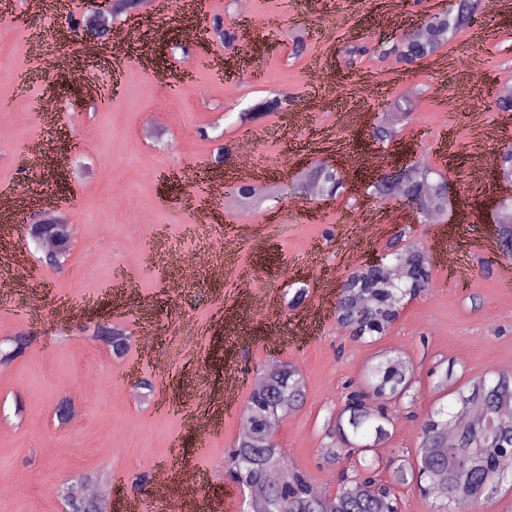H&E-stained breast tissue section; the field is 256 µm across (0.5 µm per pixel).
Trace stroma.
I'll return each mask as SVG.
<instances>
[{"label":"stroma","instance_id":"obj_1","mask_svg":"<svg viewBox=\"0 0 512 512\" xmlns=\"http://www.w3.org/2000/svg\"><path fill=\"white\" fill-rule=\"evenodd\" d=\"M394 2L401 28L386 27L381 13ZM455 0H251L249 13L274 18L276 34L246 27L236 0H156L151 10L121 13L131 29L128 58L113 70L88 33L90 0H49L47 10L21 27L12 20L24 0L0 7V192L20 200L0 220L10 251L21 256L20 290L0 288V327L22 323L31 343L0 367V512H65L56 486L95 470L112 474V512L132 503L138 512H178L176 501L138 485L161 445L178 442L187 461L210 472L204 488L210 512H246L249 491L225 471V460L244 422L253 382L270 360L294 364L306 384L303 405L284 419L275 443L290 468L311 485L335 494L340 463L324 449V424L345 393L364 380L380 355L414 368L413 398L390 406L391 435L376 449L382 481L422 441L421 422L471 380L512 375V258L498 241L499 215L487 202L512 197V184L493 171H476L477 152L512 146V107L488 97L493 81L512 82V0L480 11L437 57L413 66L379 57L381 41L404 36L436 8ZM214 14L246 28L235 48L213 46L227 59L232 81L186 52L181 27ZM304 49L293 55L294 35ZM59 65L41 69L44 50ZM86 64L95 85L116 84L105 106L79 98L72 60ZM52 95L58 123L39 118L38 103ZM281 109L243 123L238 116L273 99ZM398 103L407 114L400 135L417 162L448 180L452 201L436 224L406 220L397 196L382 199L370 186L376 169L351 167L353 194L336 198L282 196L278 211L250 206V226L235 223L242 204L211 194L221 170L220 143L250 138L252 164L268 189L287 174L307 181V169L349 155H398L399 144L369 140L357 113ZM47 139L64 167L56 171L22 154ZM76 227L61 268L42 265L25 225L40 204ZM423 245L433 264L429 290L408 303L390 332L373 343L349 338L336 323V295L357 266L390 253L395 234ZM229 251L221 273L183 266L217 245ZM464 258L461 276H449L441 253ZM249 271L256 287L240 290ZM307 298L290 306L296 288ZM281 310L254 322L251 336L238 328L254 304ZM69 306L71 324L56 321ZM111 311L130 336L153 330L156 356L137 349L114 357L82 329ZM455 376L440 385L439 374ZM239 379L236 405L222 409L218 426L204 433L188 416L200 394H218L226 371ZM155 383L153 397L133 402L141 378ZM172 407L159 405V396ZM62 398L81 408L72 423L59 422Z\"/></svg>","mask_w":512,"mask_h":512}]
</instances>
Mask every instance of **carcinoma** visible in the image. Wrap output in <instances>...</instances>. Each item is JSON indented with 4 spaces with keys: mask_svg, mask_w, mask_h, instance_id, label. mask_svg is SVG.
Segmentation results:
<instances>
[{
    "mask_svg": "<svg viewBox=\"0 0 512 512\" xmlns=\"http://www.w3.org/2000/svg\"><path fill=\"white\" fill-rule=\"evenodd\" d=\"M472 9L467 0L456 10H446L439 25L394 42L385 53L394 55L395 62L401 64H414L430 56L452 41ZM432 174L429 167H421L417 175L401 183L403 193L419 195L425 219L448 212L445 179L434 180ZM313 177L325 193L339 189L342 181L339 172L322 167L314 171ZM425 264L424 252L412 247L398 261L399 279L393 280L376 268L347 283L338 315L358 321L361 334L356 339L373 338L379 335L378 325L392 324L412 287L421 292L430 288ZM263 380V388L252 390L244 413L249 436L239 440L228 455L229 471L241 485L264 489V497L250 505L251 512H399L392 490L386 485L370 490L365 482L375 484L377 479L369 476L359 480L355 468L342 471L334 496L312 494L307 477L288 468L277 446H264L270 423L302 405L304 380L286 363L268 369ZM413 384V369L406 364L396 368L386 359L373 365L365 386L349 391L343 409L327 423L331 455L347 446L363 456L373 451L390 435L392 421L369 408L367 400L376 396L387 406L399 390L411 389ZM456 402L460 404L458 412L440 407L423 419V441L415 460L398 465L393 472L394 483L416 486L424 496L439 502L443 512H465L497 492L501 457L493 449L512 443V420L503 416L504 410L512 406V376L502 374L492 381H475L457 392Z\"/></svg>",
    "mask_w": 512,
    "mask_h": 512,
    "instance_id": "cac0c4a2",
    "label": "carcinoma"
}]
</instances>
